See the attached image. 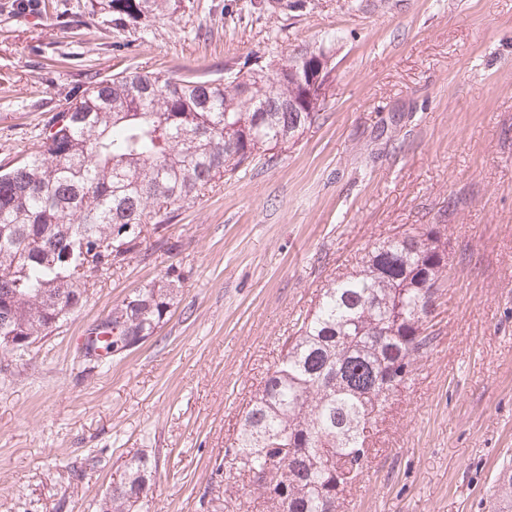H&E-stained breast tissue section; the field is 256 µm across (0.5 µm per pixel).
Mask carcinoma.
I'll use <instances>...</instances> for the list:
<instances>
[{
    "instance_id": "obj_1",
    "label": "carcinoma",
    "mask_w": 512,
    "mask_h": 512,
    "mask_svg": "<svg viewBox=\"0 0 512 512\" xmlns=\"http://www.w3.org/2000/svg\"><path fill=\"white\" fill-rule=\"evenodd\" d=\"M112 22L157 15L168 0H107ZM299 87L288 65L243 66L224 77L119 73L92 82L46 128L38 150L0 171V334L41 336L49 300L85 298L77 267L94 274L139 251L169 215L227 174L298 138L319 112H290ZM448 276L440 224L371 245L357 269L331 278L288 337L225 450L229 470L261 483L243 494L266 512H337L345 489L369 468L377 418L435 340L427 303ZM168 272L112 308L117 338L153 336L177 300ZM157 462L130 460L101 512H139ZM490 512H512V472Z\"/></svg>"
}]
</instances>
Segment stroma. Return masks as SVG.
Returning <instances> with one entry per match:
<instances>
[{
	"mask_svg": "<svg viewBox=\"0 0 512 512\" xmlns=\"http://www.w3.org/2000/svg\"><path fill=\"white\" fill-rule=\"evenodd\" d=\"M115 25L106 0H0V166L25 160L90 81L223 76L319 48L320 116L270 163L215 183L27 355L0 357V512H99L155 457L148 512H225L241 414L330 276L377 238L444 224L436 338L378 423L342 512H489L512 466V0H175ZM142 345L91 369L84 340L165 273Z\"/></svg>",
	"mask_w": 512,
	"mask_h": 512,
	"instance_id": "obj_1",
	"label": "stroma"
}]
</instances>
